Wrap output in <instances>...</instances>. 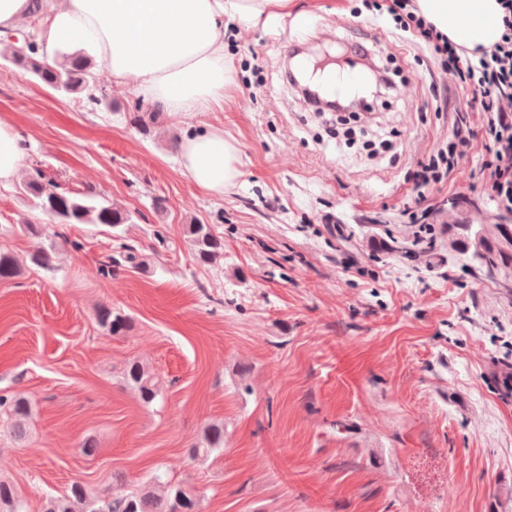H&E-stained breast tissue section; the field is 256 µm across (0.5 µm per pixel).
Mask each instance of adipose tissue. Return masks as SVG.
Returning a JSON list of instances; mask_svg holds the SVG:
<instances>
[{
    "label": "adipose tissue",
    "mask_w": 512,
    "mask_h": 512,
    "mask_svg": "<svg viewBox=\"0 0 512 512\" xmlns=\"http://www.w3.org/2000/svg\"><path fill=\"white\" fill-rule=\"evenodd\" d=\"M42 43L48 51L84 48L115 81L165 111L221 106L233 76L224 54L225 19L250 26L287 11L290 0H49ZM424 16L454 42L489 45L503 33L498 0H420ZM471 17L462 25L463 17ZM184 173L220 196L241 175L239 150L223 128L208 126L180 143Z\"/></svg>",
    "instance_id": "ef3b65f1"
}]
</instances>
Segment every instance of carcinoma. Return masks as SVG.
Listing matches in <instances>:
<instances>
[{"instance_id":"cac0c4a2","label":"carcinoma","mask_w":512,"mask_h":512,"mask_svg":"<svg viewBox=\"0 0 512 512\" xmlns=\"http://www.w3.org/2000/svg\"><path fill=\"white\" fill-rule=\"evenodd\" d=\"M5 60L31 72L43 85L66 93L88 92L87 99L98 105L102 99L93 92L91 63L83 55L68 56L63 61L50 62L41 53L36 40L25 45H13ZM160 112H134L132 122L148 134L158 123ZM58 187L37 173L26 181L23 192L37 200V207L51 215L60 224H102L117 229L131 222L132 216L107 204L86 192H64L62 208H49ZM185 233L193 247V258L204 265L211 264L224 255V242L206 224H187ZM479 261L482 267L494 273L512 267V229L506 224H483L467 239H457ZM137 265L138 254L134 246L121 243L118 257L112 258V267L121 264ZM19 265L15 257L0 250V279L18 275ZM99 324L113 336H124L132 329L129 316L102 307L98 311ZM123 380L134 387L143 403L151 404L159 393V386L151 370L142 362L132 359L123 370ZM32 411L31 401L21 395H0V416L11 421L15 437L25 435V422ZM224 447V425H210L202 443L191 449L193 458H207L213 451ZM0 512H23L20 496L13 484L0 480ZM45 512H199V495L189 487L173 485L157 475L148 486L140 487L110 500H99L80 482L71 485L69 492L60 498H51Z\"/></svg>"}]
</instances>
